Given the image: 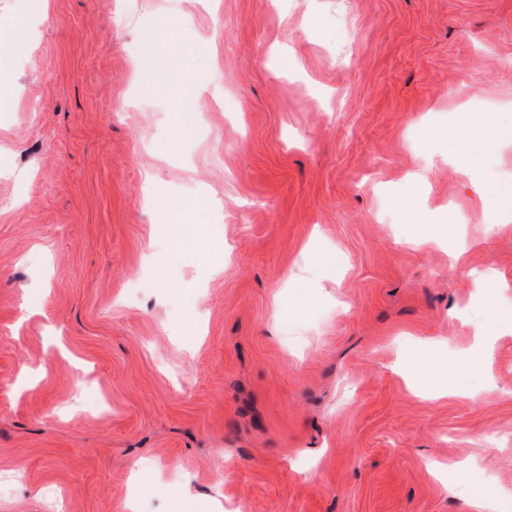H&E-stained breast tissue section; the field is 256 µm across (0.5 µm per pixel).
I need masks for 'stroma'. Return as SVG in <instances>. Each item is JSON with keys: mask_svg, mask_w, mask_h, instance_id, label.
<instances>
[{"mask_svg": "<svg viewBox=\"0 0 512 512\" xmlns=\"http://www.w3.org/2000/svg\"><path fill=\"white\" fill-rule=\"evenodd\" d=\"M1 77L0 512H512V139L423 136L512 126V0H50ZM504 128L486 120L483 116L473 112L460 111L457 124L448 128V134L455 136L458 148V155H467V143L471 134L481 133L490 140L499 138Z\"/></svg>", "mask_w": 512, "mask_h": 512, "instance_id": "1", "label": "stroma"}]
</instances>
